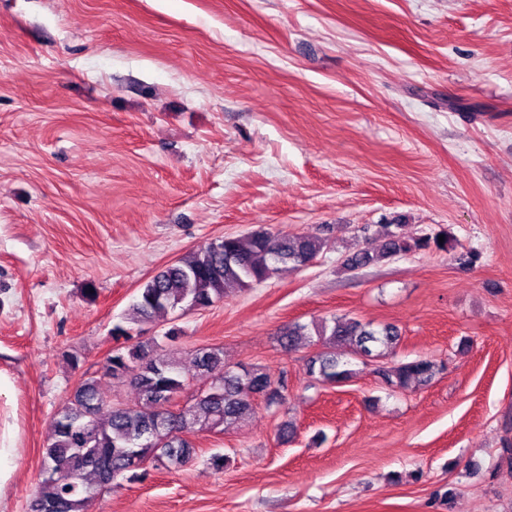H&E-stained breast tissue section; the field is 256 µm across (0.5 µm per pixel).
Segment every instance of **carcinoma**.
<instances>
[{"label":"carcinoma","mask_w":512,"mask_h":512,"mask_svg":"<svg viewBox=\"0 0 512 512\" xmlns=\"http://www.w3.org/2000/svg\"><path fill=\"white\" fill-rule=\"evenodd\" d=\"M399 228L385 225L381 248L357 250L345 258L344 268L362 269L432 245L445 248L437 237L407 238ZM326 246L327 240L318 235L294 236L261 227L245 237L226 235L210 242L145 281L126 323L112 327L116 346L105 364L106 374L129 380L145 408H107L97 380H81L54 418L42 456L44 480L30 500L29 512H88L89 503L117 485L118 478L142 479L146 462L177 470L192 462L196 449L185 434L221 431L224 425L245 419L254 412L257 395L269 401L281 398L284 380L275 382L256 366H226L219 347L198 348L190 352V362L211 377L210 386L173 412L168 403L186 389L185 367L174 352L139 340L135 326L162 311L206 310L224 299L226 289L263 283L283 266L305 267ZM314 335L323 351L308 361L307 372L327 383L352 377L353 358L364 362L388 358L400 339L394 326L376 329L354 318L334 316L310 327L292 324L281 332L279 341L291 349ZM443 370L442 363L419 357L380 365L376 373L388 386L405 388L426 385Z\"/></svg>","instance_id":"carcinoma-1"}]
</instances>
